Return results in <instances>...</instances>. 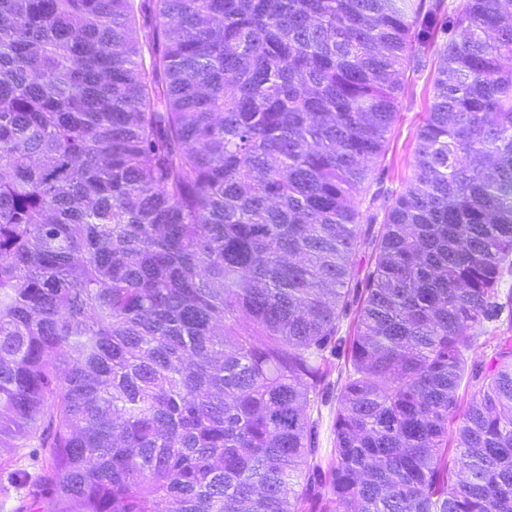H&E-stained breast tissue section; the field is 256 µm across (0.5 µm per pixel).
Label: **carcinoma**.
<instances>
[{
  "label": "carcinoma",
  "instance_id": "1",
  "mask_svg": "<svg viewBox=\"0 0 512 512\" xmlns=\"http://www.w3.org/2000/svg\"><path fill=\"white\" fill-rule=\"evenodd\" d=\"M508 273L512 0H0V449H46L38 512H512ZM436 66V60H431L424 71L417 73L408 70L405 73L403 110L388 137L387 151L380 164L387 184L399 185L410 174L409 160L414 134L427 102L430 79ZM499 332L492 326L485 329V333L481 335L478 345L471 352V361L488 365L495 357ZM338 373L335 369L329 378V385L320 391L316 396L315 402L318 404L320 411V434H319V448H331L332 445V419L336 412V381Z\"/></svg>",
  "mask_w": 512,
  "mask_h": 512
}]
</instances>
